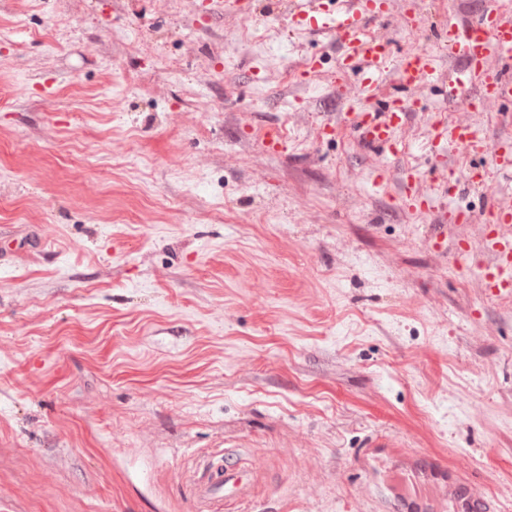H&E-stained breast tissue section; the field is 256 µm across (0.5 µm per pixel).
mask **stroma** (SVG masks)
<instances>
[{
    "mask_svg": "<svg viewBox=\"0 0 512 512\" xmlns=\"http://www.w3.org/2000/svg\"><path fill=\"white\" fill-rule=\"evenodd\" d=\"M242 2L0 0V512H194L218 448L254 472L223 512H408L407 454L512 512V293L483 288L480 223L445 219L484 191L429 173L474 162L430 150L444 87L403 159L364 152L335 41ZM426 2L402 26L387 0L396 56L512 12ZM408 167L432 210L402 206Z\"/></svg>",
    "mask_w": 512,
    "mask_h": 512,
    "instance_id": "35a3bbf8",
    "label": "stroma"
}]
</instances>
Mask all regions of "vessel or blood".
Wrapping results in <instances>:
<instances>
[{"label":"vessel or blood","mask_w":512,"mask_h":512,"mask_svg":"<svg viewBox=\"0 0 512 512\" xmlns=\"http://www.w3.org/2000/svg\"><path fill=\"white\" fill-rule=\"evenodd\" d=\"M287 11L292 27L325 33L336 40L341 48L339 70L355 69L362 74L360 100L351 105L347 117L351 130L368 150L391 157L403 154L405 147L397 133L409 116V102L424 82H443L447 101L455 107L471 94L482 105L512 101V18L497 9L484 10L462 26L448 22L437 27V45L458 63L457 68L445 72L439 69L435 56L427 52L394 58L388 29L374 25L383 16L379 0H347L340 10L329 8L328 0H289ZM492 58L498 60L499 71L489 70L487 63ZM391 72L396 75V86L386 93L382 85ZM448 141L465 154L490 155L497 170L512 172V143L491 144L466 120L451 124L440 119L433 124V145ZM433 175L454 192L485 185L483 172L472 167L460 174L438 165ZM417 182V173L408 171L401 201L404 206L425 212L432 200L417 189ZM483 215L482 234L494 256L484 268L483 286L490 294L511 291L512 208L490 197ZM414 483L419 496L437 492L451 503L452 512H490L485 494L440 462L429 461ZM249 485L246 467L225 463L223 453L210 455L193 487L196 512H221L225 502L245 499Z\"/></svg>","instance_id":"1"}]
</instances>
